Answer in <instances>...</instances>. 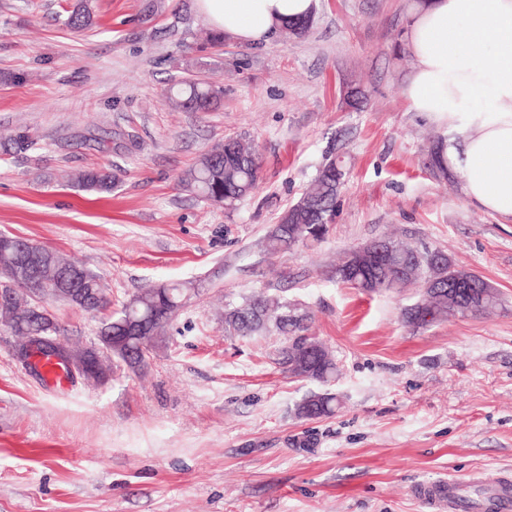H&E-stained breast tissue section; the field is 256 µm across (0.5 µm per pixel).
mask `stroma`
Listing matches in <instances>:
<instances>
[{"label":"stroma","instance_id":"35a3bbf8","mask_svg":"<svg viewBox=\"0 0 512 512\" xmlns=\"http://www.w3.org/2000/svg\"><path fill=\"white\" fill-rule=\"evenodd\" d=\"M419 0H314L302 38L209 43L196 0H92L94 24L65 27V0H0V234L43 244L97 273L113 309L143 288L195 289L143 366L113 363L93 386L59 390L19 364L0 325V512H429L421 483L512 481V219L484 212L427 168L436 124L404 95V43ZM224 88L187 112L167 87ZM366 90L361 109L345 102ZM253 141L258 190L233 213L180 174L226 137ZM344 184L325 238L287 256L269 229L329 159ZM115 167L108 194L71 175ZM393 235L441 250L490 282L488 316L414 330L415 287L366 293L340 281L344 251ZM253 291L311 316L334 352L335 415L297 417L319 383L276 362L282 339L224 333V299ZM65 336L94 342L98 314L56 303Z\"/></svg>","mask_w":512,"mask_h":512}]
</instances>
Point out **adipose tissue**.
Masks as SVG:
<instances>
[{
	"mask_svg": "<svg viewBox=\"0 0 512 512\" xmlns=\"http://www.w3.org/2000/svg\"><path fill=\"white\" fill-rule=\"evenodd\" d=\"M313 0H196L202 19L246 44L307 18ZM404 94L443 127L445 166L478 208L512 218V0H421L406 34ZM474 98L485 107L468 108Z\"/></svg>",
	"mask_w": 512,
	"mask_h": 512,
	"instance_id": "ef3b65f1",
	"label": "adipose tissue"
}]
</instances>
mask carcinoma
I'll return each instance as SVG.
<instances>
[{"mask_svg": "<svg viewBox=\"0 0 512 512\" xmlns=\"http://www.w3.org/2000/svg\"><path fill=\"white\" fill-rule=\"evenodd\" d=\"M63 23L80 31L94 24L89 0H77L67 11ZM168 99L177 107L191 112H209L223 99L224 91L211 83L180 81L167 91ZM442 140L435 138L428 147V162L434 175L448 178V169L441 159ZM259 156L245 146L240 138H228L224 144L203 154L197 165L185 171L180 182L203 199L224 206L231 212L238 203L257 188ZM345 176L342 161L333 159L324 164L312 184L280 217L269 231L266 250L273 255H286L307 242H319L328 232L336 198ZM84 190L108 193L119 181L116 172L107 168H88L75 177ZM386 251L385 262L373 266L368 255L354 250L345 253L336 266V275L344 283L368 293L393 292L409 285L421 288V298L403 309L402 320L412 329L460 314H488L499 305V293L483 287L479 275L458 267L452 258L436 251L438 259L425 255L414 261L416 248L392 238L381 239ZM44 277L53 282L63 270L81 272L80 288L88 302L77 301L73 306L83 311L103 312L102 327L112 332V355L98 359L99 364L115 360L136 368L156 346L166 326L184 306L189 288L183 283L162 284L143 289L130 303L110 312L112 301L107 297L100 277L83 266L66 261L56 251L43 247ZM15 253L0 245V282L9 281L16 292L13 304L0 306V324L20 337L22 347L31 336H59L60 327L47 308L38 314L35 301L26 289L27 283L12 277ZM462 278L479 287L480 297L470 305L448 293V280ZM146 317L148 329L140 336L127 335L131 321ZM307 314L299 312L275 298L262 293L231 300L224 308V332L230 336L253 338L282 335L284 344L278 348L277 363L294 377L321 383L325 389L302 398L295 408L301 419L330 417L339 405L336 394L327 389L336 379L337 364L329 350L317 339L307 335Z\"/></svg>", "mask_w": 512, "mask_h": 512, "instance_id": "cac0c4a2", "label": "carcinoma"}]
</instances>
